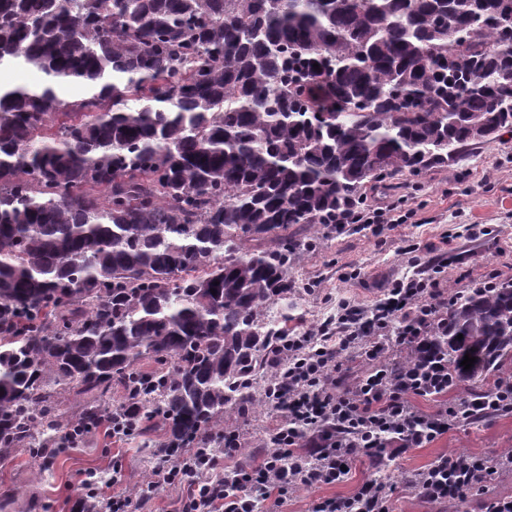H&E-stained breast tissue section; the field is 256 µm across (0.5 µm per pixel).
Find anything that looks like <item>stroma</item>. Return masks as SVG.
Here are the masks:
<instances>
[{
	"mask_svg": "<svg viewBox=\"0 0 512 512\" xmlns=\"http://www.w3.org/2000/svg\"><path fill=\"white\" fill-rule=\"evenodd\" d=\"M364 200L369 209H393L404 216V224L378 236L365 224L325 228L323 241L289 268L295 292L287 304L273 306L274 311H287L289 333L308 331L344 300L371 306L387 283L418 274L406 253L414 243L421 256L437 261V278L450 294L469 293L492 271L499 283L512 284L511 133L466 147L454 162L368 189ZM278 418V411L266 404L237 417L244 431L240 464L260 457ZM510 448L512 414H496L453 428L392 461L362 457L342 482L298 487L288 512H307L319 497L351 495L367 480L389 488L394 512H482L488 501L512 499V470H497L463 504L431 503L407 486L406 479L441 457L490 458ZM154 463L155 453L143 439H118L103 427L48 461L17 450L0 458V512H72L82 482L92 478L107 484L118 464L125 470L119 489L130 500L129 512H176L179 488H146Z\"/></svg>",
	"mask_w": 512,
	"mask_h": 512,
	"instance_id": "obj_1",
	"label": "stroma"
}]
</instances>
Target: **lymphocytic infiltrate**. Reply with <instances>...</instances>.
I'll return each mask as SVG.
<instances>
[{
    "mask_svg": "<svg viewBox=\"0 0 512 512\" xmlns=\"http://www.w3.org/2000/svg\"><path fill=\"white\" fill-rule=\"evenodd\" d=\"M447 332L448 295L432 277L395 280L369 308L341 303L334 317L276 343L262 397L285 417L270 430L258 465L224 476L222 460L243 444L242 433L228 429L220 453L200 448L165 458L149 473L148 487L182 488L180 512H256L260 505L288 512L298 487L340 482L361 456L392 460L461 424L511 413V379L430 413L413 405V398L448 392V364L435 351L436 337ZM345 354L368 371L348 378ZM500 467H512V450L492 461L442 457L407 483L430 502H463ZM308 512H391V502L385 485L371 480L352 495L314 500Z\"/></svg>",
    "mask_w": 512,
    "mask_h": 512,
    "instance_id": "1",
    "label": "lymphocytic infiltrate"
}]
</instances>
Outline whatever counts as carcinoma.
<instances>
[{"instance_id": "1", "label": "carcinoma", "mask_w": 512, "mask_h": 512, "mask_svg": "<svg viewBox=\"0 0 512 512\" xmlns=\"http://www.w3.org/2000/svg\"><path fill=\"white\" fill-rule=\"evenodd\" d=\"M14 67L41 81L0 85V456L104 420L179 456L255 405L288 231L512 131V0H0ZM437 352L450 390L493 375L512 285Z\"/></svg>"}]
</instances>
